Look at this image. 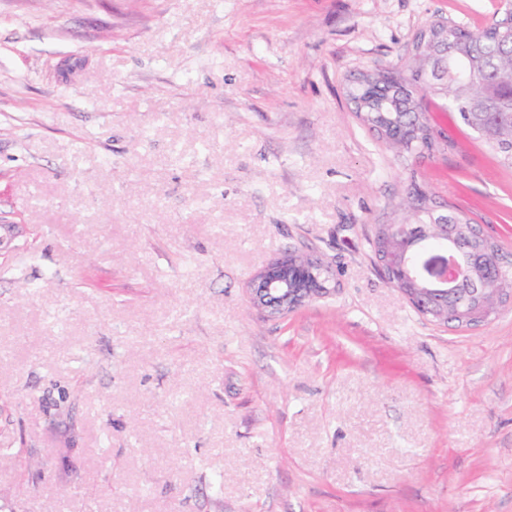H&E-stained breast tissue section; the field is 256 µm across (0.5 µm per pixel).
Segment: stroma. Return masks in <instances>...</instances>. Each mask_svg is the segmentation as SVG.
Here are the masks:
<instances>
[{
	"label": "stroma",
	"mask_w": 512,
	"mask_h": 512,
	"mask_svg": "<svg viewBox=\"0 0 512 512\" xmlns=\"http://www.w3.org/2000/svg\"><path fill=\"white\" fill-rule=\"evenodd\" d=\"M502 0H0V512H512V303L419 315L412 185L512 261V169L361 125L350 73ZM288 251L334 290L252 308Z\"/></svg>",
	"instance_id": "obj_1"
}]
</instances>
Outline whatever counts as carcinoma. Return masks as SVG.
<instances>
[{"label": "carcinoma", "mask_w": 512, "mask_h": 512, "mask_svg": "<svg viewBox=\"0 0 512 512\" xmlns=\"http://www.w3.org/2000/svg\"><path fill=\"white\" fill-rule=\"evenodd\" d=\"M438 34L414 42L408 74L394 70L359 71L348 79L345 96L357 119L378 138L397 149L425 158L445 150L427 109L416 93L427 90L444 96L461 127L485 144L497 161L512 167V125L497 121V113L512 85V32L507 27L473 29L457 22L439 23ZM410 208L422 212L414 224L416 241H426L431 221L446 219L454 237L464 246L462 254L475 260L483 274L486 266L505 276L491 288H512V271L490 240L481 237L467 214L450 206L438 213L432 199L419 187L409 192Z\"/></svg>", "instance_id": "1"}]
</instances>
